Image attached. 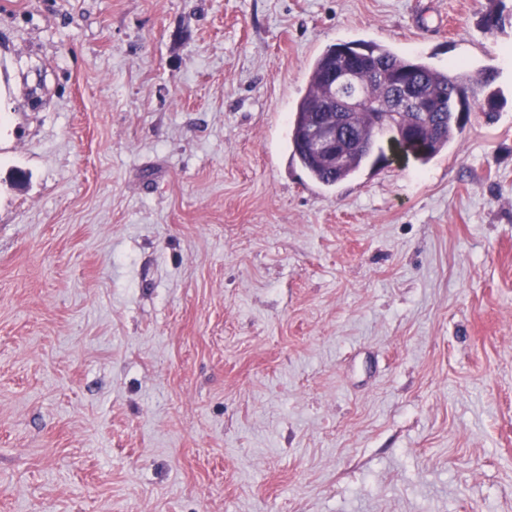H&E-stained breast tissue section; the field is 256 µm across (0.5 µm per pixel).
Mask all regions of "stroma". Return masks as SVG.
Segmentation results:
<instances>
[{
    "label": "stroma",
    "instance_id": "obj_1",
    "mask_svg": "<svg viewBox=\"0 0 512 512\" xmlns=\"http://www.w3.org/2000/svg\"><path fill=\"white\" fill-rule=\"evenodd\" d=\"M512 0H0V512H512ZM495 72L428 163L293 159L315 59Z\"/></svg>",
    "mask_w": 512,
    "mask_h": 512
}]
</instances>
